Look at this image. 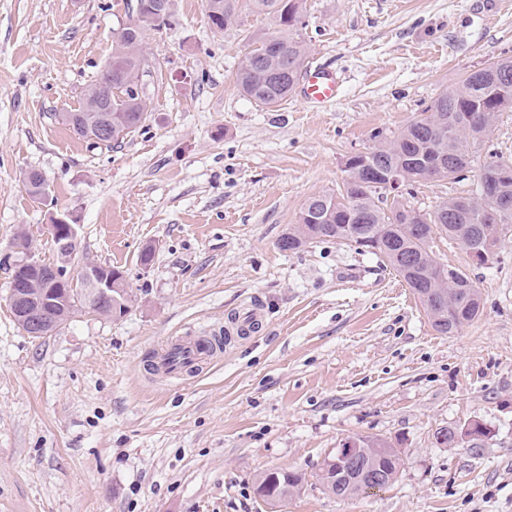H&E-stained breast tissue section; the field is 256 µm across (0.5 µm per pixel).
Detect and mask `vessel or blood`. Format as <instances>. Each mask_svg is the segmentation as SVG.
<instances>
[{
    "label": "vessel or blood",
    "instance_id": "1",
    "mask_svg": "<svg viewBox=\"0 0 512 512\" xmlns=\"http://www.w3.org/2000/svg\"><path fill=\"white\" fill-rule=\"evenodd\" d=\"M342 82L332 68L318 64L306 69L299 96L307 106L325 107L338 101ZM263 317L258 303L245 306L225 326L223 336H172L155 353L154 372L179 375L210 364L224 351L223 342L253 332Z\"/></svg>",
    "mask_w": 512,
    "mask_h": 512
}]
</instances>
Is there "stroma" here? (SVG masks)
Returning a JSON list of instances; mask_svg holds the SVG:
<instances>
[{"label": "stroma", "mask_w": 512, "mask_h": 512, "mask_svg": "<svg viewBox=\"0 0 512 512\" xmlns=\"http://www.w3.org/2000/svg\"><path fill=\"white\" fill-rule=\"evenodd\" d=\"M135 5L0 0V512H512V223L482 265L435 238L484 299L450 335L376 255L278 247L375 133L399 134L466 73L512 56V0H304L307 62L344 87L317 112L292 98L266 109L236 85L252 39L278 33L272 17L245 10L217 31L203 0H173L171 25L145 36L146 121L96 148L62 115ZM472 151L462 177L417 184L407 204L471 195L484 163H512V111ZM32 169L50 200L30 196ZM63 214L80 257L122 271L134 300L121 319L79 314L34 338L9 307L12 243L26 233L55 261ZM254 299L262 334L193 373L149 369L167 337L222 331ZM474 421L489 430L480 446L436 444L439 428ZM362 436L397 450L395 481L323 493L324 460ZM272 469L312 484L265 505L254 480Z\"/></svg>", "instance_id": "obj_1"}]
</instances>
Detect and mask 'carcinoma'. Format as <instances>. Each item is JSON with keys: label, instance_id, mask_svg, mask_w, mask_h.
Returning a JSON list of instances; mask_svg holds the SVG:
<instances>
[{"label": "carcinoma", "instance_id": "1", "mask_svg": "<svg viewBox=\"0 0 512 512\" xmlns=\"http://www.w3.org/2000/svg\"><path fill=\"white\" fill-rule=\"evenodd\" d=\"M207 16L216 30H223L243 10L272 15L280 26L279 34L257 39L237 71L242 93L259 105L272 107L286 100L305 68L307 59L300 30L305 25L303 0H205ZM145 34L129 31L125 43H116L109 62L87 91L109 93L112 112V144L121 142L146 119L147 99L130 94L128 80L139 79L143 70L142 44ZM288 69V80L272 75ZM512 111V57L484 66L479 78L466 74L459 82L443 90L430 108L422 112L396 137L374 136L375 144L366 152L347 158L349 178L343 192L321 194L309 198L301 208L297 221L279 239L282 251L297 252L323 240L350 243L357 248L382 257L389 267L411 288L423 309L440 311L442 323L431 322L440 334H453L477 320L483 312L479 289L466 271L448 267L438 261L431 250L434 235L463 239L475 249L489 237L501 240L505 225L512 222V210L493 219L489 212L497 210L500 201H512V165L490 161L482 172L497 173L492 195L482 189L469 197H450L431 213L423 214L421 224H405L399 211L412 210L395 194L388 210L378 202L392 190L387 176L399 177L400 186L426 181L431 173L442 179H455L474 162L471 145L484 138L490 130L486 114ZM63 120L75 134L90 139L95 133L97 116L89 112V96L81 107L67 112ZM447 271L453 278L447 291L435 288ZM112 301H107L91 288L70 287L64 281L60 298L48 296L50 285L39 288V295L48 325L57 330L78 313L104 318L124 316L129 308L132 289L122 273L112 269ZM358 455L361 466L345 472L320 468L317 480L322 489L337 497L359 494L368 471L382 476L391 484L399 472V456L392 445L378 438L360 437ZM306 475L293 470H273L256 478V492L274 506L302 492Z\"/></svg>", "mask_w": 512, "mask_h": 512}]
</instances>
